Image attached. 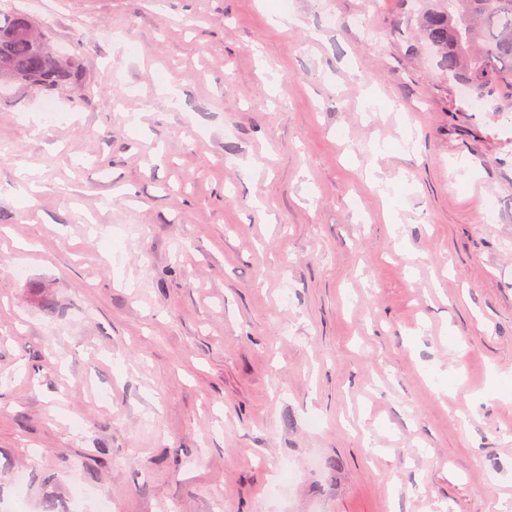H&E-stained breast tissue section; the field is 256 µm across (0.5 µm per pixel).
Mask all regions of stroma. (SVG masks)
Returning a JSON list of instances; mask_svg holds the SVG:
<instances>
[{
  "label": "stroma",
  "mask_w": 512,
  "mask_h": 512,
  "mask_svg": "<svg viewBox=\"0 0 512 512\" xmlns=\"http://www.w3.org/2000/svg\"><path fill=\"white\" fill-rule=\"evenodd\" d=\"M15 10L84 78L0 86V512H512V100L414 0Z\"/></svg>",
  "instance_id": "1"
}]
</instances>
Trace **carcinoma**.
<instances>
[{
    "instance_id": "1",
    "label": "carcinoma",
    "mask_w": 512,
    "mask_h": 512,
    "mask_svg": "<svg viewBox=\"0 0 512 512\" xmlns=\"http://www.w3.org/2000/svg\"><path fill=\"white\" fill-rule=\"evenodd\" d=\"M419 28L444 76L467 86L470 97L512 90V0H431ZM81 77L78 55L56 49L29 15L0 18V78L50 91Z\"/></svg>"
}]
</instances>
